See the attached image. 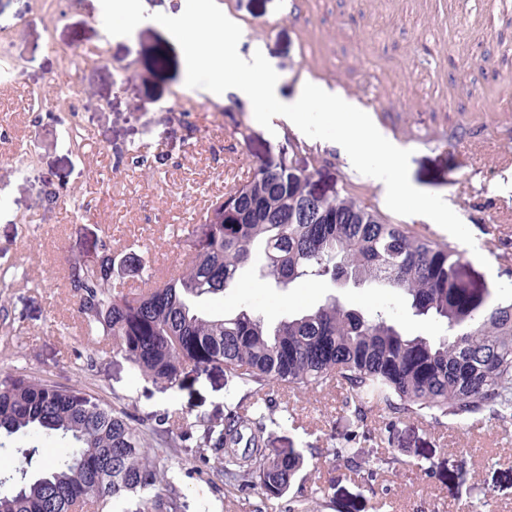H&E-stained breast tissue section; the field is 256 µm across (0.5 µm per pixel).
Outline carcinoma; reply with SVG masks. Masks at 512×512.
Wrapping results in <instances>:
<instances>
[{"instance_id": "obj_1", "label": "carcinoma", "mask_w": 512, "mask_h": 512, "mask_svg": "<svg viewBox=\"0 0 512 512\" xmlns=\"http://www.w3.org/2000/svg\"><path fill=\"white\" fill-rule=\"evenodd\" d=\"M293 144L203 214L189 265L162 282L133 245L122 262L140 274L137 293L115 290L112 242L89 259L70 260L68 286L88 329L112 337V349L135 375L165 389L180 386L187 365L218 366L238 380L241 395L226 406L222 427L202 422L150 448L143 427L96 394L47 380L15 379L0 390V437L29 432L56 437L55 456L37 443L0 467V512H182L176 483L165 480L172 449L214 459L228 492L258 488L282 496L303 456L267 453L268 418L256 396L275 383L286 389L330 380L347 391L364 424L379 404L394 414L466 420L512 417V299L490 303L462 274L450 242L391 222L378 209L343 195L315 196L310 176L295 165ZM262 278L286 289L304 281L375 283L396 290L412 314L444 326L430 338L412 336L382 311L351 309L328 298L315 309L270 327L258 315L201 313V299L224 292L255 258Z\"/></svg>"}]
</instances>
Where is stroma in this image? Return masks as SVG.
<instances>
[{
	"label": "stroma",
	"mask_w": 512,
	"mask_h": 512,
	"mask_svg": "<svg viewBox=\"0 0 512 512\" xmlns=\"http://www.w3.org/2000/svg\"><path fill=\"white\" fill-rule=\"evenodd\" d=\"M244 33L243 50L262 44L292 98L304 80L357 100L383 132L411 149L409 180L443 197L493 268L466 261L462 273L493 297H512V0H217ZM46 19L29 0H0V32L24 62L15 84L0 88V388L21 375L82 387L149 425L165 415L174 429L196 419L223 423L235 380L218 367H186L179 388L163 391L135 377L112 340L88 333L66 286L70 259L111 238L116 252L136 243L154 267L189 261L195 227L216 200L289 143L307 146L298 168L314 192L359 187L361 203L385 209L382 187L347 167L339 144L304 135L281 117L253 122L233 92L184 94L182 55L153 21L132 37L106 36L98 0H61ZM82 51L67 76L61 106L32 107L55 91L68 53ZM79 124L89 142L69 146ZM246 130L239 139L236 127ZM69 194L67 205L51 192ZM347 307L384 310L415 335L434 323L412 316L392 289L302 281L281 290L242 272L224 293L203 300L213 315L251 311L268 325L316 308L329 296ZM275 420L271 455L305 458L286 494L254 489L225 496L212 464L183 455L168 475L184 493V512H512V419L435 422L406 417L357 422L337 383L300 392L262 393ZM345 449L357 468L326 451Z\"/></svg>",
	"instance_id": "1"
}]
</instances>
